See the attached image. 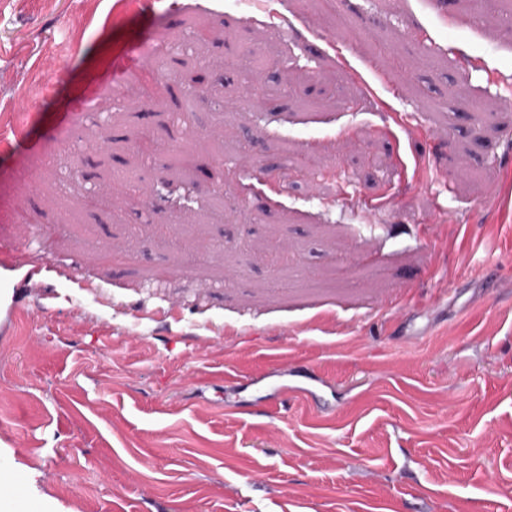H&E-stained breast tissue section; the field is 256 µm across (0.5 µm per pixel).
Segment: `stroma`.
<instances>
[{
	"label": "stroma",
	"mask_w": 512,
	"mask_h": 512,
	"mask_svg": "<svg viewBox=\"0 0 512 512\" xmlns=\"http://www.w3.org/2000/svg\"><path fill=\"white\" fill-rule=\"evenodd\" d=\"M507 96L499 0H0V245L59 270L0 451L62 512H512ZM151 49L146 40L138 41L131 45L125 55L114 65V71L127 72L136 68L142 59L151 55Z\"/></svg>",
	"instance_id": "obj_1"
}]
</instances>
